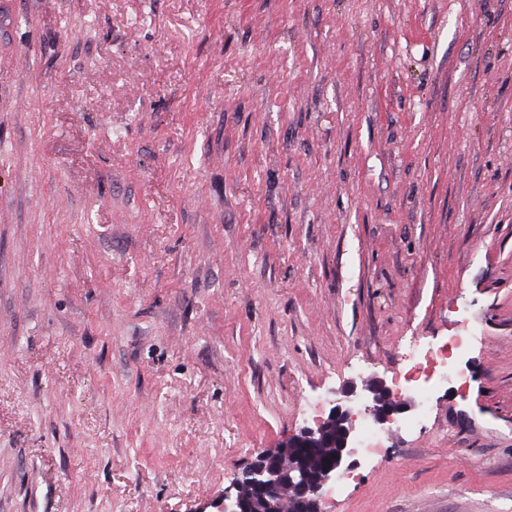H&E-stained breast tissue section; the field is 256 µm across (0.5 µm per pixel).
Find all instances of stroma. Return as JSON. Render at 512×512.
Listing matches in <instances>:
<instances>
[{
  "label": "stroma",
  "mask_w": 512,
  "mask_h": 512,
  "mask_svg": "<svg viewBox=\"0 0 512 512\" xmlns=\"http://www.w3.org/2000/svg\"><path fill=\"white\" fill-rule=\"evenodd\" d=\"M458 335L320 512H512V0H0V512H194ZM405 358L411 364L403 374L404 387L424 397L423 406L425 409V395L437 378L440 377L442 380L450 381L457 375V371L450 367L448 343L436 349L430 347L422 356H420L418 345L410 344L405 353ZM437 368L440 369L437 370Z\"/></svg>",
  "instance_id": "stroma-1"
}]
</instances>
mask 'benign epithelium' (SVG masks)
Masks as SVG:
<instances>
[{
    "instance_id": "1",
    "label": "benign epithelium",
    "mask_w": 512,
    "mask_h": 512,
    "mask_svg": "<svg viewBox=\"0 0 512 512\" xmlns=\"http://www.w3.org/2000/svg\"><path fill=\"white\" fill-rule=\"evenodd\" d=\"M357 402L364 403L379 424L390 421L399 410L381 384L360 392L354 388L342 391L329 402L324 422L300 430L274 451L260 453L236 478L234 496L203 502L194 512H247L248 503L256 496L260 506L252 512H279V492L285 485L294 492L296 512H318L323 488L342 468L354 464L351 405Z\"/></svg>"
}]
</instances>
